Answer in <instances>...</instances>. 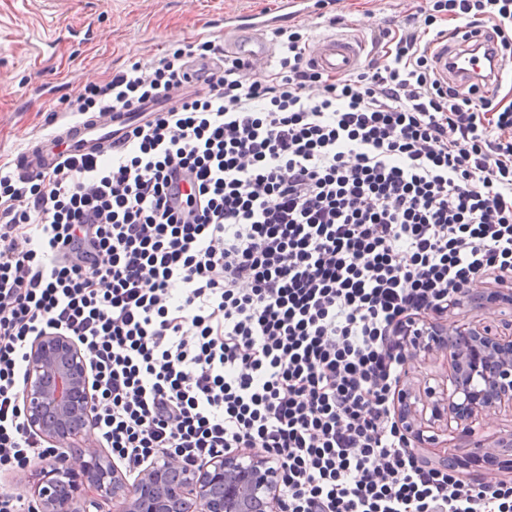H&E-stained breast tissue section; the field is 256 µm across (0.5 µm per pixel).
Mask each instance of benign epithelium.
I'll use <instances>...</instances> for the list:
<instances>
[{
    "mask_svg": "<svg viewBox=\"0 0 512 512\" xmlns=\"http://www.w3.org/2000/svg\"><path fill=\"white\" fill-rule=\"evenodd\" d=\"M414 358L442 361L429 381L407 383L395 400L410 439L439 444L451 423L471 435L473 424L512 409V322L496 327L452 323L450 328L406 336ZM27 427L60 449L70 448L92 424L87 357L64 333L37 337L26 357L21 389ZM74 466L61 452L38 473L33 512H90L110 501L113 512H284L282 470L265 455L247 450L216 456L204 464L153 462L135 482L99 449ZM97 497L85 499L84 486Z\"/></svg>",
    "mask_w": 512,
    "mask_h": 512,
    "instance_id": "benign-epithelium-1",
    "label": "benign epithelium"
}]
</instances>
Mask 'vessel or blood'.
Instances as JSON below:
<instances>
[{
	"instance_id": "1",
	"label": "vessel or blood",
	"mask_w": 512,
	"mask_h": 512,
	"mask_svg": "<svg viewBox=\"0 0 512 512\" xmlns=\"http://www.w3.org/2000/svg\"><path fill=\"white\" fill-rule=\"evenodd\" d=\"M227 45L232 53L252 61L255 74H263L273 57V48L257 33L255 24L236 25ZM363 47L358 41L343 34H332L317 41L310 57L316 67L328 74L338 75L358 64ZM436 67L441 76H452L469 85L488 82L491 70L500 66L493 46L484 34L469 35L465 46L448 50L440 46L436 51ZM127 118H115L111 113L97 114L62 125L55 137L31 145L15 160L20 173L32 174L56 163L58 153L51 147L53 138H61L67 149L78 154L98 153L119 137Z\"/></svg>"
}]
</instances>
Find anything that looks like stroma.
Here are the masks:
<instances>
[{"label": "stroma", "instance_id": "1", "mask_svg": "<svg viewBox=\"0 0 512 512\" xmlns=\"http://www.w3.org/2000/svg\"><path fill=\"white\" fill-rule=\"evenodd\" d=\"M281 0H0V164L15 162L32 141L54 130L51 111L73 97L87 80H103L113 70L153 56L171 45L194 40L224 41V14L275 13ZM415 6L410 0H334L310 6L296 16L312 39L333 34L330 18L345 33L370 46L379 27L400 23ZM506 285L482 283L475 305L456 309L459 322H493L512 316L494 304ZM473 437L452 431L429 454L465 459L464 479L512 477L502 462L512 456V410L491 415L474 426ZM487 459L470 462L474 441Z\"/></svg>", "mask_w": 512, "mask_h": 512}]
</instances>
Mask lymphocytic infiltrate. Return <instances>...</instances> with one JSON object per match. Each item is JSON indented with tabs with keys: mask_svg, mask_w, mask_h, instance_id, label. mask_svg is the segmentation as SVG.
Wrapping results in <instances>:
<instances>
[{
	"mask_svg": "<svg viewBox=\"0 0 512 512\" xmlns=\"http://www.w3.org/2000/svg\"><path fill=\"white\" fill-rule=\"evenodd\" d=\"M512 50V0H429L329 75L279 26L258 79L222 49L168 50L67 104L129 115L100 155L33 177L0 164V465L47 454L25 424L31 338L84 350L99 440L130 473L263 449L286 512H512V480L464 481L395 409L401 329L480 280L512 281V103L440 77V20Z\"/></svg>",
	"mask_w": 512,
	"mask_h": 512,
	"instance_id": "obj_1",
	"label": "lymphocytic infiltrate"
}]
</instances>
